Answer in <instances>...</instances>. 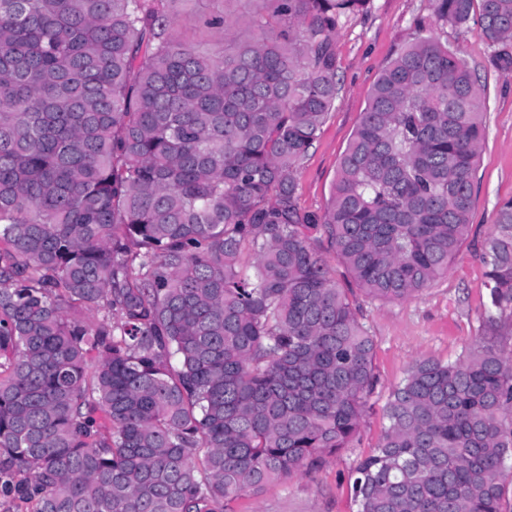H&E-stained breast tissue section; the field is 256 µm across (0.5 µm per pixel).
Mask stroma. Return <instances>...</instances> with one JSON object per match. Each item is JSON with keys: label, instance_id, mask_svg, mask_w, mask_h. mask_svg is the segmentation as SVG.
Returning a JSON list of instances; mask_svg holds the SVG:
<instances>
[{"label": "stroma", "instance_id": "1", "mask_svg": "<svg viewBox=\"0 0 512 512\" xmlns=\"http://www.w3.org/2000/svg\"><path fill=\"white\" fill-rule=\"evenodd\" d=\"M460 51L483 88L486 137L476 173L472 230L447 275L420 295L394 303L357 296L359 319L375 341L378 380L353 448L328 458L320 468L245 494L228 512H356L348 473L377 448L386 424L384 406L412 362L455 360L493 338L512 350V326L485 322V267L481 247L491 232L498 203L512 198V74L490 62L492 47L477 23L457 29L437 19L434 0H366L344 18L336 34L340 91L319 136L294 173L302 213L323 214L339 159L357 127L368 95L390 59L417 36L419 28Z\"/></svg>", "mask_w": 512, "mask_h": 512}]
</instances>
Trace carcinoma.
Wrapping results in <instances>:
<instances>
[{
    "label": "carcinoma",
    "mask_w": 512,
    "mask_h": 512,
    "mask_svg": "<svg viewBox=\"0 0 512 512\" xmlns=\"http://www.w3.org/2000/svg\"><path fill=\"white\" fill-rule=\"evenodd\" d=\"M178 2L201 0H0V497L29 512H226L352 447L375 342L313 234L390 303L469 233L486 124L459 53L395 54L306 215L293 173L364 0L200 13L187 40ZM435 3L512 72V0ZM482 261L488 320L512 322V199ZM384 417L356 512H506L511 352L416 360Z\"/></svg>",
    "instance_id": "cac0c4a2"
}]
</instances>
